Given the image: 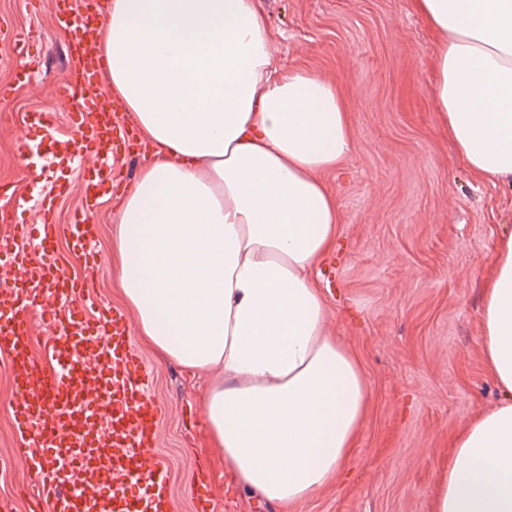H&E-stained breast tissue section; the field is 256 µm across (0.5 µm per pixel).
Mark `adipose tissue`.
<instances>
[{
    "mask_svg": "<svg viewBox=\"0 0 512 512\" xmlns=\"http://www.w3.org/2000/svg\"><path fill=\"white\" fill-rule=\"evenodd\" d=\"M416 8L436 36V108L458 157L512 184V0ZM96 45L151 147L115 201L120 293L165 357L216 372L203 409L229 482L288 512L341 472L369 399L311 279L339 230L321 175L352 153L346 101L274 67L259 0H110ZM480 326L500 399L453 438L433 512H512V233Z\"/></svg>",
    "mask_w": 512,
    "mask_h": 512,
    "instance_id": "obj_1",
    "label": "adipose tissue"
}]
</instances>
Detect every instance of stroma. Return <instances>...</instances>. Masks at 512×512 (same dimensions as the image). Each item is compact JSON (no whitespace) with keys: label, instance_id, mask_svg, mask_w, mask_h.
Returning <instances> with one entry per match:
<instances>
[{"label":"stroma","instance_id":"stroma-1","mask_svg":"<svg viewBox=\"0 0 512 512\" xmlns=\"http://www.w3.org/2000/svg\"><path fill=\"white\" fill-rule=\"evenodd\" d=\"M278 63L334 82L353 131L351 156L322 179L341 221L336 244L313 278L330 325L359 359L369 405L345 474L292 512H431V491L448 463V445L497 392L480 348L481 289L495 247L512 231V186L472 174L458 158L435 107V36L414 0H259ZM36 31L22 70L0 66V180L20 205L0 215V234L36 221L32 197L56 179L71 190L55 206L58 224L81 207L85 170L22 174L17 136L37 152L50 131L65 133L72 102L58 94L69 74V46L52 0H0V18ZM31 86L17 87L20 75ZM50 113L52 129L34 119ZM144 154L119 150L94 213L95 256L75 254L59 236L55 255L67 274L108 310L127 311L110 258L114 198L134 182ZM134 347L162 405L154 453L168 470L173 512H196V474L205 469L212 512H273L227 489L224 457L209 447L202 398L209 374H188L141 336ZM9 361L0 354V500L29 512L34 478L10 464L17 445L9 416Z\"/></svg>","mask_w":512,"mask_h":512}]
</instances>
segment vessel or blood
Wrapping results in <instances>:
<instances>
[{
  "label": "vessel or blood",
  "mask_w": 512,
  "mask_h": 512,
  "mask_svg": "<svg viewBox=\"0 0 512 512\" xmlns=\"http://www.w3.org/2000/svg\"><path fill=\"white\" fill-rule=\"evenodd\" d=\"M54 0L57 24L66 27L75 53L61 97L76 103L71 130L51 139L58 162L86 166L82 210L65 229L73 252L97 236L96 191L108 182L120 136L102 83L104 64L92 48L93 29L81 13L96 14L101 0ZM60 183L42 194L38 219L14 225L0 237V266L13 279L0 288V352L12 363L15 395L9 405L19 458L37 480L29 490L31 512H172L166 468L153 457L161 408L148 391L149 372L135 351L122 313L90 317L93 300L82 282L66 274L49 253L60 225L54 200L69 191ZM44 258L35 263L32 251ZM51 319L48 353L55 372L30 355L32 320Z\"/></svg>",
  "instance_id": "1"
}]
</instances>
